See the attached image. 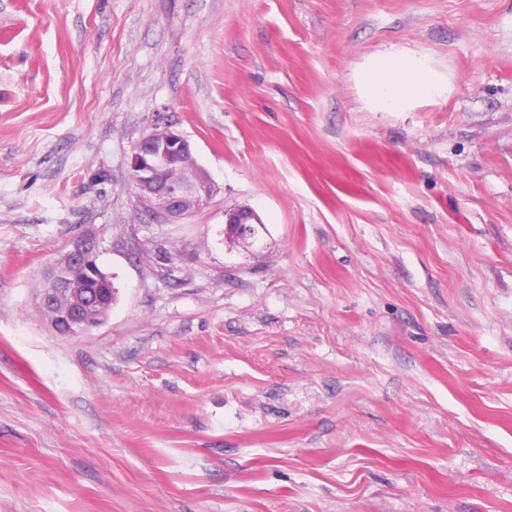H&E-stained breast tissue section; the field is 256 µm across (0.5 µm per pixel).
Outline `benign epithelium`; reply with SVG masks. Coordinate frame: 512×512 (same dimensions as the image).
Returning a JSON list of instances; mask_svg holds the SVG:
<instances>
[{"label": "benign epithelium", "mask_w": 512, "mask_h": 512, "mask_svg": "<svg viewBox=\"0 0 512 512\" xmlns=\"http://www.w3.org/2000/svg\"><path fill=\"white\" fill-rule=\"evenodd\" d=\"M193 153L190 140L170 124H157L135 144L130 160V179L140 204L157 224H177L207 207L218 188L211 176L195 167L181 170L178 180L172 171L180 158ZM225 234L235 240L253 237L260 218L248 208H237L224 213ZM99 242L91 232L73 237L46 265L50 287L40 288L36 304L47 302L56 308L49 321L58 336L78 337L102 325V320L91 317L89 306L107 307L97 290L82 287L70 275L73 267L85 269L84 281L99 280L94 266Z\"/></svg>", "instance_id": "7a95c632"}]
</instances>
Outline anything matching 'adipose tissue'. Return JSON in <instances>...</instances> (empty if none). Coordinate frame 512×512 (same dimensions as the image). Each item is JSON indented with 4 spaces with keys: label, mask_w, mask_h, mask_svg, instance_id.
<instances>
[{
    "label": "adipose tissue",
    "mask_w": 512,
    "mask_h": 512,
    "mask_svg": "<svg viewBox=\"0 0 512 512\" xmlns=\"http://www.w3.org/2000/svg\"><path fill=\"white\" fill-rule=\"evenodd\" d=\"M362 83L375 103L399 110L429 93L432 83L421 63L412 58L385 57L373 61L362 73Z\"/></svg>",
    "instance_id": "1"
}]
</instances>
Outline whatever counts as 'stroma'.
<instances>
[{
  "label": "stroma",
  "instance_id": "obj_1",
  "mask_svg": "<svg viewBox=\"0 0 512 512\" xmlns=\"http://www.w3.org/2000/svg\"><path fill=\"white\" fill-rule=\"evenodd\" d=\"M385 55L437 92L374 108ZM86 230L117 300L56 336ZM0 512H512V0H0ZM193 154L190 140L170 124H156L135 144L130 160V185L156 224H178L207 207L218 188L204 169H182L173 181L180 158ZM195 164L184 157L181 166ZM132 182V184H131ZM225 234L235 240L245 241L253 237L255 224L261 226L260 218L248 208H237L224 213ZM263 225V224H262ZM98 249L99 242L93 233H80L46 265V273L50 274V288L37 287L40 274L35 301L37 305L49 302L55 306L56 312L47 323L57 336H84L103 324L104 319L92 318L88 308L92 303L107 308L106 300L102 297L107 298L108 294H98V288H82V284L70 275L72 267L80 266L85 269V282L99 281L97 268L93 264Z\"/></svg>",
  "mask_w": 512,
  "mask_h": 512
}]
</instances>
